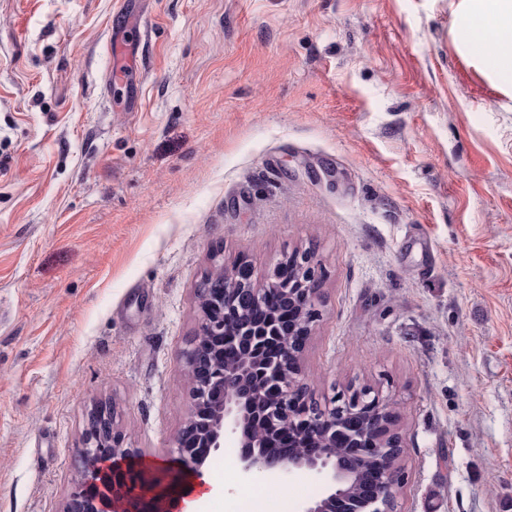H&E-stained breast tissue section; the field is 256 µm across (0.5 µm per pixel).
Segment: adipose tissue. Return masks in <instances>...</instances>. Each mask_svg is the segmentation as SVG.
<instances>
[{
    "mask_svg": "<svg viewBox=\"0 0 512 512\" xmlns=\"http://www.w3.org/2000/svg\"><path fill=\"white\" fill-rule=\"evenodd\" d=\"M457 20L461 52L512 79V0H461Z\"/></svg>",
    "mask_w": 512,
    "mask_h": 512,
    "instance_id": "ef3b65f1",
    "label": "adipose tissue"
}]
</instances>
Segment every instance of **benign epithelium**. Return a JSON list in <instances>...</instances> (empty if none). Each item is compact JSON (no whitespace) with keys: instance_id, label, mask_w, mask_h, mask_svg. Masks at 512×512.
I'll return each mask as SVG.
<instances>
[{"instance_id":"1","label":"benign epithelium","mask_w":512,"mask_h":512,"mask_svg":"<svg viewBox=\"0 0 512 512\" xmlns=\"http://www.w3.org/2000/svg\"><path fill=\"white\" fill-rule=\"evenodd\" d=\"M304 273L300 298L288 288L279 268L255 285L252 268L236 264L206 277L198 288L201 320L195 337L182 352L190 379L189 418L175 445L183 470L197 476L211 452L224 447V436L239 435L236 464L244 477L290 474L298 470L323 473L326 494L301 512H336L346 506L348 486L363 470L364 458H376V479L363 485L360 499L367 512H395L401 483L400 437L391 432L390 404L373 389L362 387L327 405L313 402L301 382V352L305 337L320 317L322 272L311 251L291 255ZM241 284L251 305L262 307L272 293L282 294L281 307L306 314L303 332L288 335L269 316L224 312V283ZM293 421L294 432L306 434L313 452L296 455L276 450L255 434L276 419ZM359 449L356 455L336 452L337 444ZM138 451L122 447L112 411L94 408L80 450V480L66 512H169L163 491L147 495L134 464Z\"/></svg>"}]
</instances>
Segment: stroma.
I'll return each mask as SVG.
<instances>
[{"instance_id":"obj_1","label":"stroma","mask_w":512,"mask_h":512,"mask_svg":"<svg viewBox=\"0 0 512 512\" xmlns=\"http://www.w3.org/2000/svg\"><path fill=\"white\" fill-rule=\"evenodd\" d=\"M458 3L0 0V512H65L98 401L175 468L214 256L309 247L305 382L392 400L397 512H512V86Z\"/></svg>"}]
</instances>
